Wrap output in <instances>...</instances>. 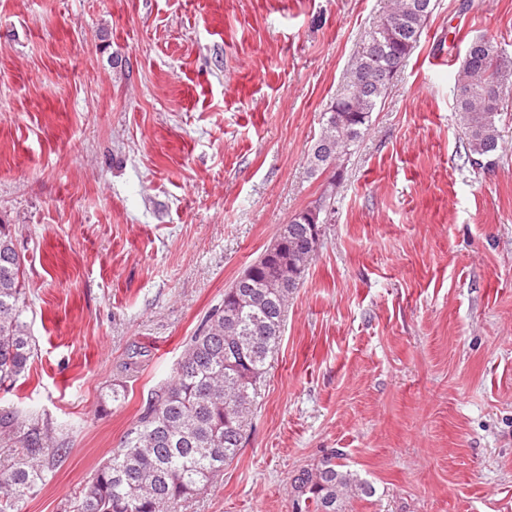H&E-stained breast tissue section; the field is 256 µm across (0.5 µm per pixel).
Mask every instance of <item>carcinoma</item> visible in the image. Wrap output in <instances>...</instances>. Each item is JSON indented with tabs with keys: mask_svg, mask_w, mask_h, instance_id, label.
<instances>
[{
	"mask_svg": "<svg viewBox=\"0 0 512 512\" xmlns=\"http://www.w3.org/2000/svg\"><path fill=\"white\" fill-rule=\"evenodd\" d=\"M434 7L435 0H392L324 113L309 157L312 173L332 165L324 153L328 145L335 154H352L390 87L385 74L405 65ZM469 48L456 83L466 94L455 95L454 112L464 129L467 162L481 166L495 160L500 140L504 97L491 87L512 71L504 69L495 39L475 37ZM276 241L224 290V302L185 345L174 378L84 483L69 512H179L238 455L252 424L259 381L282 337L288 302L316 251L308 226L292 219ZM23 281L22 258L8 225L0 224V385L24 377L34 357L23 319ZM0 433L21 444L0 469V512H19L61 449L49 424H29L12 411L0 412ZM337 458L332 453L292 478V512H348V500L372 496L375 489L342 470Z\"/></svg>",
	"mask_w": 512,
	"mask_h": 512,
	"instance_id": "1",
	"label": "carcinoma"
}]
</instances>
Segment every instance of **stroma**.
<instances>
[{"instance_id": "1", "label": "stroma", "mask_w": 512, "mask_h": 512, "mask_svg": "<svg viewBox=\"0 0 512 512\" xmlns=\"http://www.w3.org/2000/svg\"><path fill=\"white\" fill-rule=\"evenodd\" d=\"M389 4L0 0V224L36 343L0 410L64 446L21 512H65L319 201L322 115ZM481 35L512 69V0H436L344 162L246 443L181 512H292V477L331 452L375 489L350 512H512V95L490 169L453 110Z\"/></svg>"}]
</instances>
